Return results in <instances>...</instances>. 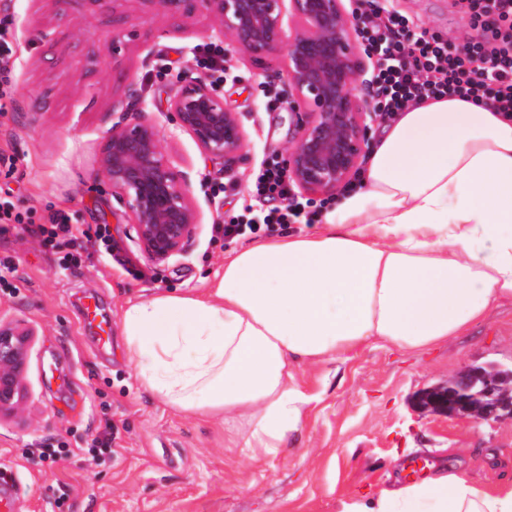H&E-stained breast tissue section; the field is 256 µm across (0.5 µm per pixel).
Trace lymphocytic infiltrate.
<instances>
[{"label":"lymphocytic infiltrate","instance_id":"lymphocytic-infiltrate-1","mask_svg":"<svg viewBox=\"0 0 512 512\" xmlns=\"http://www.w3.org/2000/svg\"><path fill=\"white\" fill-rule=\"evenodd\" d=\"M463 2L473 26L480 28L483 36L470 41L461 51L432 37L415 36L406 20L393 13L377 21L364 20V37L380 48L372 91L385 121L437 96L484 101L512 117V0ZM251 194L256 201L271 202V209L260 211L247 223L224 225L225 240L270 232L278 225L311 221L306 202L295 194L279 162H263ZM35 232L44 250L58 255L63 268L75 262L73 249L82 237L99 243L104 254L112 252L108 225L82 231L70 224L62 211L37 225Z\"/></svg>","mask_w":512,"mask_h":512}]
</instances>
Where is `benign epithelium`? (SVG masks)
<instances>
[{
    "label": "benign epithelium",
    "mask_w": 512,
    "mask_h": 512,
    "mask_svg": "<svg viewBox=\"0 0 512 512\" xmlns=\"http://www.w3.org/2000/svg\"><path fill=\"white\" fill-rule=\"evenodd\" d=\"M176 19L198 10L213 17L218 33L259 62L278 54L295 97L297 136L283 167L302 193L325 196L349 182L367 150L374 103L356 87L367 82L356 12L344 0H140ZM168 111L202 151L230 162L245 148V134L224 99L201 81L180 86ZM112 196L129 212L147 257L163 263L184 251L199 214L189 186L171 166L164 140L144 113L112 124L99 158ZM33 331L0 317V417L19 412L26 399L24 372ZM434 412H468L478 421L512 418V372L481 367L458 373L448 401L433 398Z\"/></svg>",
    "instance_id": "benign-epithelium-1"
}]
</instances>
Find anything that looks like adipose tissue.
<instances>
[{"mask_svg":"<svg viewBox=\"0 0 512 512\" xmlns=\"http://www.w3.org/2000/svg\"><path fill=\"white\" fill-rule=\"evenodd\" d=\"M512 302V118L430 98L402 112L360 188L325 224L233 250L206 292L161 294L122 319L140 383L178 412L222 417L224 445L277 454L303 419L291 362L370 343L410 352ZM340 512H512V474L397 483Z\"/></svg>","mask_w":512,"mask_h":512,"instance_id":"adipose-tissue-1","label":"adipose tissue"}]
</instances>
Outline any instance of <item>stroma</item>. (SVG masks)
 Segmentation results:
<instances>
[{"mask_svg":"<svg viewBox=\"0 0 512 512\" xmlns=\"http://www.w3.org/2000/svg\"><path fill=\"white\" fill-rule=\"evenodd\" d=\"M411 30L454 48L478 37L456 0H387ZM127 32L112 35L113 15ZM0 25L16 39L8 75L15 111L0 114V194L31 211L35 223L65 210L80 228L109 225L112 243L139 276L99 253L69 270L38 238L13 229L0 259L17 271L0 291V315L33 329L20 414L0 420V473L15 481L16 512H340L404 480L414 458L454 464L478 481L512 463V420L477 423L422 402L465 367L512 364V303L493 307L467 335L422 352L390 344L358 347L333 360L292 366L310 399L304 420L277 456L256 462L224 445V423L182 414L143 388L126 355L122 319L157 293L196 294L224 273L225 257L251 237L224 240L217 225L252 217L249 188L263 160L281 158L297 129L292 97L271 60L252 61L212 30L206 15L172 19L140 0L98 8L89 0H0ZM55 32L46 46L39 34ZM220 48L224 69L205 67ZM213 85L236 112L247 146L233 163L209 159L167 110L181 84ZM156 123L174 170L185 176L200 224L182 254L148 259L126 208L97 171L105 137L128 104ZM97 299L112 327L101 346L82 321ZM119 439L94 456L91 440L106 424ZM66 441L51 463L37 446Z\"/></svg>","mask_w":512,"mask_h":512,"instance_id":"stroma-1","label":"stroma"}]
</instances>
